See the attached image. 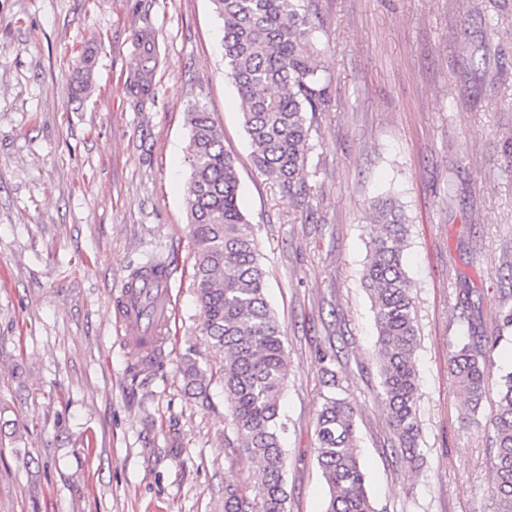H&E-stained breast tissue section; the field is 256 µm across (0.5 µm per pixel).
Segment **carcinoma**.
Segmentation results:
<instances>
[{"instance_id": "cac0c4a2", "label": "carcinoma", "mask_w": 512, "mask_h": 512, "mask_svg": "<svg viewBox=\"0 0 512 512\" xmlns=\"http://www.w3.org/2000/svg\"><path fill=\"white\" fill-rule=\"evenodd\" d=\"M222 21L225 78L235 87L254 167L293 200L308 190L304 171L312 122L328 106L330 79L317 64L316 29L302 0H212ZM154 57L145 51L131 93L149 96L147 76ZM93 56L80 57L74 92L88 87ZM187 186L189 232L195 252L192 285L211 350L224 356L222 381L238 447L259 465L262 479L255 495L240 488L224 492V512H286L287 492L282 435L286 422L281 398L286 386V334L270 307L266 271L249 221L238 203L235 160L224 151L221 129L200 105L188 109ZM370 259L362 284L372 303L377 340L374 362L382 403L392 432L394 454L404 463L416 459L415 353L418 328L415 284L403 265L409 225L393 202L374 205ZM467 315L464 331L450 344L448 373L471 412L497 387L490 419L494 482L493 512H512V371L496 372L493 353L512 342V308L491 324L470 297L459 290ZM186 394L208 397L211 378L188 354L180 368ZM323 396L316 425L315 453L329 488L325 512H376L365 487L357 437L356 409L336 395L342 378L322 368Z\"/></svg>"}]
</instances>
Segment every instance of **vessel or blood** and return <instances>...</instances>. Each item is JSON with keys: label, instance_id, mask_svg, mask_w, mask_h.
Here are the masks:
<instances>
[{"label": "vessel or blood", "instance_id": "vessel-or-blood-1", "mask_svg": "<svg viewBox=\"0 0 512 512\" xmlns=\"http://www.w3.org/2000/svg\"><path fill=\"white\" fill-rule=\"evenodd\" d=\"M171 270L143 267L125 281L115 301L116 322L124 345L137 351L149 367L163 358L170 322Z\"/></svg>", "mask_w": 512, "mask_h": 512}]
</instances>
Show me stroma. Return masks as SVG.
<instances>
[{
	"label": "stroma",
	"mask_w": 512,
	"mask_h": 512,
	"mask_svg": "<svg viewBox=\"0 0 512 512\" xmlns=\"http://www.w3.org/2000/svg\"><path fill=\"white\" fill-rule=\"evenodd\" d=\"M329 110L315 123L306 196L291 202L250 160L224 78L212 0H0V512H224L261 471L225 440L224 386L189 398L186 354L217 372L192 288L186 112H212L236 160L239 203L288 350L287 512H324L317 414L331 363L356 408L376 512H493L490 404L470 412L448 374L460 288L485 318L512 271V0H303ZM156 62L137 100L136 35ZM95 48L93 85L73 93ZM409 223L420 425L396 460L372 362L361 277L371 207ZM172 259L166 358L135 375L114 299L132 268Z\"/></svg>",
	"instance_id": "obj_1"
}]
</instances>
